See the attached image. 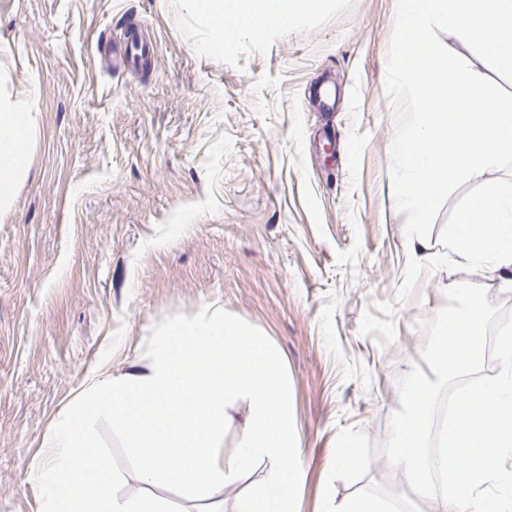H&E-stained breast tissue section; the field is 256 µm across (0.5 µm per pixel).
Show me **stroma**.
Segmentation results:
<instances>
[{"mask_svg":"<svg viewBox=\"0 0 512 512\" xmlns=\"http://www.w3.org/2000/svg\"><path fill=\"white\" fill-rule=\"evenodd\" d=\"M395 0H326L288 27L206 50L184 0H0V96L34 90L26 173L0 208V512H40L31 465L100 363L147 365L154 325L225 309L277 347L292 388L298 512H321L335 440L384 441L415 327L459 282L512 309L485 270L422 277L379 347L359 333L393 299L410 245L390 177L386 71ZM140 67L114 64L131 34ZM335 91L322 105L319 85ZM261 461L184 512H236ZM334 492L410 497L376 455Z\"/></svg>","mask_w":512,"mask_h":512,"instance_id":"obj_1","label":"stroma"}]
</instances>
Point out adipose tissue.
<instances>
[{
  "mask_svg": "<svg viewBox=\"0 0 512 512\" xmlns=\"http://www.w3.org/2000/svg\"><path fill=\"white\" fill-rule=\"evenodd\" d=\"M190 9L203 13L210 21L208 47L223 50L230 40L225 23L234 28L260 32L282 28L300 12L319 8L320 0H186ZM34 124L32 112L18 106L0 105V206L7 205L16 182L26 170L28 134ZM324 512H408L404 503L373 494L326 497Z\"/></svg>",
  "mask_w": 512,
  "mask_h": 512,
  "instance_id": "adipose-tissue-1",
  "label": "adipose tissue"
}]
</instances>
